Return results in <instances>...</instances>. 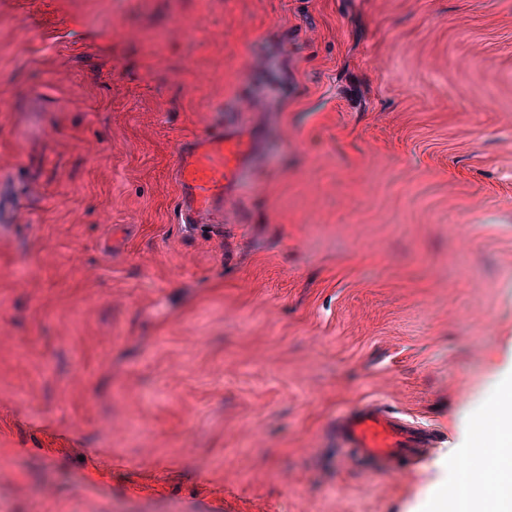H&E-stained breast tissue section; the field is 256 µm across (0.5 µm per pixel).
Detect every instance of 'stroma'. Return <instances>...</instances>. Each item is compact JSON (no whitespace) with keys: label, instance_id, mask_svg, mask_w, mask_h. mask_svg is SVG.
Wrapping results in <instances>:
<instances>
[{"label":"stroma","instance_id":"obj_1","mask_svg":"<svg viewBox=\"0 0 512 512\" xmlns=\"http://www.w3.org/2000/svg\"><path fill=\"white\" fill-rule=\"evenodd\" d=\"M33 10L0 0V512H432L512 388V0ZM247 90L262 159L223 241L183 236L173 137ZM364 400L446 443L342 465Z\"/></svg>","mask_w":512,"mask_h":512}]
</instances>
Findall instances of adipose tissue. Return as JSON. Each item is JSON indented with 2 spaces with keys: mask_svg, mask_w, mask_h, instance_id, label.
<instances>
[{
  "mask_svg": "<svg viewBox=\"0 0 512 512\" xmlns=\"http://www.w3.org/2000/svg\"><path fill=\"white\" fill-rule=\"evenodd\" d=\"M479 435L485 447L484 465L476 468L467 458L457 460V478L441 489L437 499L442 512H486L490 504L495 512H512V389L501 393ZM490 469L497 475L491 486L485 480Z\"/></svg>",
  "mask_w": 512,
  "mask_h": 512,
  "instance_id": "adipose-tissue-1",
  "label": "adipose tissue"
}]
</instances>
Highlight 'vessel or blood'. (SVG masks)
<instances>
[{
	"label": "vessel or blood",
	"mask_w": 512,
	"mask_h": 512,
	"mask_svg": "<svg viewBox=\"0 0 512 512\" xmlns=\"http://www.w3.org/2000/svg\"><path fill=\"white\" fill-rule=\"evenodd\" d=\"M263 150L246 115H210L203 126L173 143L174 219L183 235L223 236L224 213ZM340 458L374 473L409 475L439 447L444 435L378 401L341 412L328 426Z\"/></svg>",
	"instance_id": "obj_1"
}]
</instances>
